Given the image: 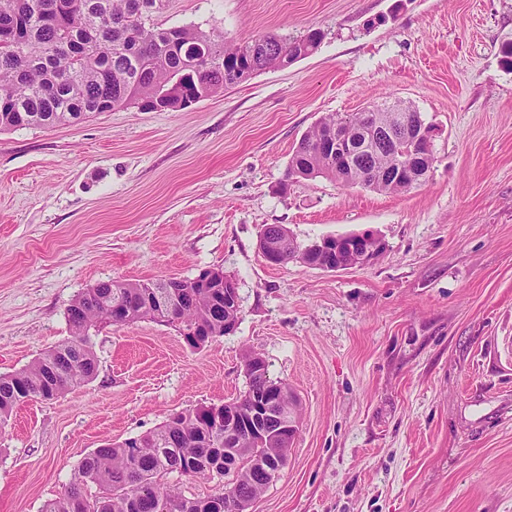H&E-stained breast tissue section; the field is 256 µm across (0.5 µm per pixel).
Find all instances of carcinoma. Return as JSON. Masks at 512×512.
Listing matches in <instances>:
<instances>
[{
  "mask_svg": "<svg viewBox=\"0 0 512 512\" xmlns=\"http://www.w3.org/2000/svg\"><path fill=\"white\" fill-rule=\"evenodd\" d=\"M165 6L166 0H0V130L77 124L117 108L145 111L166 91L178 99H205L237 85L241 64L259 74L284 67L283 52L298 60V36L265 33L237 41L195 26L161 27L154 16ZM337 122L358 145L369 142L363 113L325 118L299 141L288 176H326L344 187L389 193L410 190L394 180L397 159L387 149L360 151L349 170L333 167L317 143ZM177 284L173 312L165 319L147 307L152 281H119L114 288L100 282L79 293L66 311L72 337L28 367L0 376V426L20 403L51 400L88 382L97 370L90 331L103 325L158 321L183 337L201 325L216 338L224 335L228 313L239 319V309L224 308L222 279L212 288H198L192 278ZM115 296L131 309L120 323L112 319ZM251 358L244 357L248 390L228 402L242 418L252 396L273 384L267 370L252 369ZM290 445L273 433L245 436L232 446L224 442V430H212L208 408L185 410L131 442L95 449L41 512H243L279 476ZM174 473L217 477L224 485L187 497L168 483Z\"/></svg>",
  "mask_w": 512,
  "mask_h": 512,
  "instance_id": "cac0c4a2",
  "label": "carcinoma"
}]
</instances>
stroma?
<instances>
[{"mask_svg":"<svg viewBox=\"0 0 512 512\" xmlns=\"http://www.w3.org/2000/svg\"><path fill=\"white\" fill-rule=\"evenodd\" d=\"M155 21L323 39L185 109L0 131V375L70 339L68 306L103 281L219 268L240 320L197 349L149 320L92 333L95 377L0 427V512H41L104 442L240 397L248 351L301 418L247 512H512V0H168ZM394 101L436 130L425 183L288 178L322 117ZM269 224L384 249L272 266Z\"/></svg>","mask_w":512,"mask_h":512,"instance_id":"stroma-1","label":"stroma"}]
</instances>
